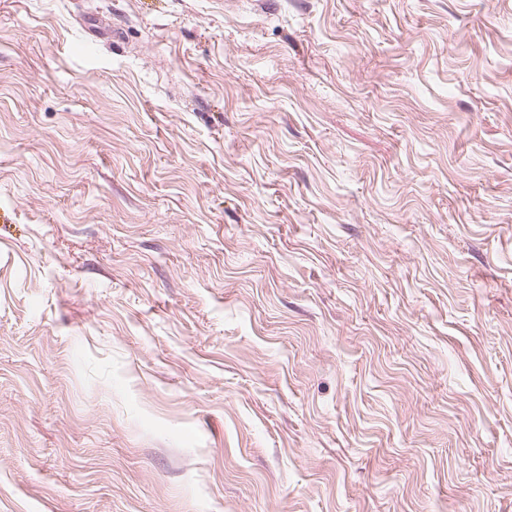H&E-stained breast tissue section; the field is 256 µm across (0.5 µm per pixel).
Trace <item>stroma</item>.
Here are the masks:
<instances>
[{"label":"stroma","mask_w":512,"mask_h":512,"mask_svg":"<svg viewBox=\"0 0 512 512\" xmlns=\"http://www.w3.org/2000/svg\"><path fill=\"white\" fill-rule=\"evenodd\" d=\"M0 512H512V0H0Z\"/></svg>","instance_id":"35a3bbf8"}]
</instances>
